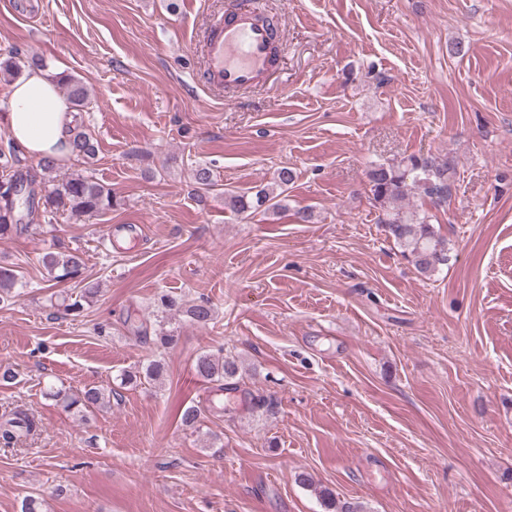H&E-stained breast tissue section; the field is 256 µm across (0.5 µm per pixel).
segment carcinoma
<instances>
[{
    "mask_svg": "<svg viewBox=\"0 0 512 512\" xmlns=\"http://www.w3.org/2000/svg\"><path fill=\"white\" fill-rule=\"evenodd\" d=\"M21 73L19 53L0 59V75L15 79ZM53 79L66 89L67 99L77 112L88 105L89 94L78 78L68 74H55ZM70 155L92 159L97 153V142L91 133L76 124L70 129ZM58 170L57 161L44 157L36 168L20 165L16 157L0 163V239L21 236L33 226L52 223L57 214L68 212L76 217H91L117 205L112 189L96 181L91 175L76 174L60 179L46 176ZM455 175V163L449 156L412 154L400 160L375 163L368 171L371 200L382 212L389 237L402 249L403 256L422 275L432 276L448 264L446 240L440 238L430 224L428 215L406 211L400 205L408 191L416 189L440 206L448 201L450 182ZM193 177L198 189L208 193L218 186L211 169L199 165ZM295 173L290 168L279 171L273 186L256 191L224 190V207L238 215L254 212H278L286 208L288 189ZM40 261L49 277L57 283H68L83 276L85 261L76 249L59 250L44 254ZM18 283L14 270L0 266V302L13 298ZM98 289L85 287L73 298H64L57 309L66 316H77L97 296ZM192 322L206 326L214 320V308L201 300L182 310ZM195 371L202 381L224 391V381L238 374L236 360L229 357L200 355ZM47 395L61 402L67 410L90 411L105 404V393L97 387H88L78 395L49 390ZM39 424L22 409L0 416V443L8 447L37 435Z\"/></svg>",
    "mask_w": 512,
    "mask_h": 512,
    "instance_id": "1",
    "label": "carcinoma"
}]
</instances>
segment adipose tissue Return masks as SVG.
Listing matches in <instances>:
<instances>
[{"mask_svg": "<svg viewBox=\"0 0 512 512\" xmlns=\"http://www.w3.org/2000/svg\"><path fill=\"white\" fill-rule=\"evenodd\" d=\"M8 104L7 135L24 154L36 158L68 157L73 113L43 68L29 67L11 83Z\"/></svg>", "mask_w": 512, "mask_h": 512, "instance_id": "1", "label": "adipose tissue"}]
</instances>
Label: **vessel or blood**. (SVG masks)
<instances>
[{"mask_svg":"<svg viewBox=\"0 0 512 512\" xmlns=\"http://www.w3.org/2000/svg\"><path fill=\"white\" fill-rule=\"evenodd\" d=\"M285 47L278 30L261 17L257 0H238L210 26L203 44L204 85L211 91L260 86Z\"/></svg>","mask_w":512,"mask_h":512,"instance_id":"obj_1","label":"vessel or blood"}]
</instances>
